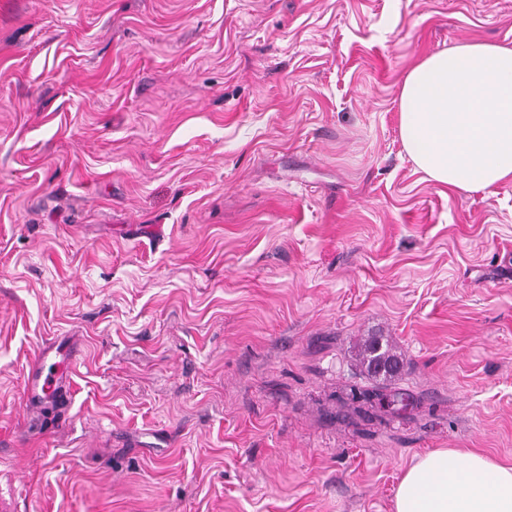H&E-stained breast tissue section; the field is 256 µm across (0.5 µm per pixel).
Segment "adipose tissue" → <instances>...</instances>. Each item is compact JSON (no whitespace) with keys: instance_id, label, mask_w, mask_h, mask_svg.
Masks as SVG:
<instances>
[{"instance_id":"1","label":"adipose tissue","mask_w":512,"mask_h":512,"mask_svg":"<svg viewBox=\"0 0 512 512\" xmlns=\"http://www.w3.org/2000/svg\"><path fill=\"white\" fill-rule=\"evenodd\" d=\"M399 134L435 184L469 193L512 180V46L462 43L419 60L400 89ZM394 512H512V466L448 448L416 456Z\"/></svg>"}]
</instances>
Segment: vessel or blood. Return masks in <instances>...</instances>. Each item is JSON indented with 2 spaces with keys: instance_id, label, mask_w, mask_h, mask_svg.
Returning a JSON list of instances; mask_svg holds the SVG:
<instances>
[{
  "instance_id": "b4317fda",
  "label": "vessel or blood",
  "mask_w": 512,
  "mask_h": 512,
  "mask_svg": "<svg viewBox=\"0 0 512 512\" xmlns=\"http://www.w3.org/2000/svg\"><path fill=\"white\" fill-rule=\"evenodd\" d=\"M74 365L73 350L55 353L43 349L26 378L25 395L28 403L49 401L58 405L65 404L70 394V375Z\"/></svg>"
}]
</instances>
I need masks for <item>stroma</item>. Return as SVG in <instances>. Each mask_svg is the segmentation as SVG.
I'll return each mask as SVG.
<instances>
[{
    "mask_svg": "<svg viewBox=\"0 0 512 512\" xmlns=\"http://www.w3.org/2000/svg\"><path fill=\"white\" fill-rule=\"evenodd\" d=\"M461 42L512 0H0V512H393L426 451L512 466V181L399 136ZM57 340L61 410L24 398ZM356 360L372 376L397 377L402 369L400 354L384 336H366L356 345Z\"/></svg>",
    "mask_w": 512,
    "mask_h": 512,
    "instance_id": "1",
    "label": "stroma"
}]
</instances>
